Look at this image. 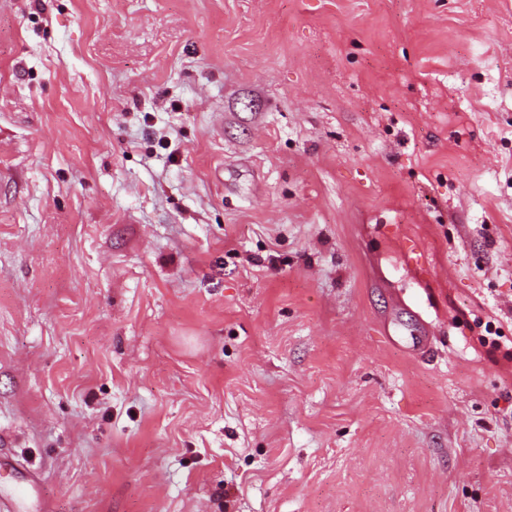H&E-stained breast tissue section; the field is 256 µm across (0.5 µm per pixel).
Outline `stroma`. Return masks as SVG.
Listing matches in <instances>:
<instances>
[{
	"instance_id": "obj_1",
	"label": "stroma",
	"mask_w": 512,
	"mask_h": 512,
	"mask_svg": "<svg viewBox=\"0 0 512 512\" xmlns=\"http://www.w3.org/2000/svg\"><path fill=\"white\" fill-rule=\"evenodd\" d=\"M0 450L24 512H512V0H0ZM0 472L6 473L13 478L24 495L34 491L38 484V479L34 472L21 470L17 466L16 461L6 453H0Z\"/></svg>"
}]
</instances>
